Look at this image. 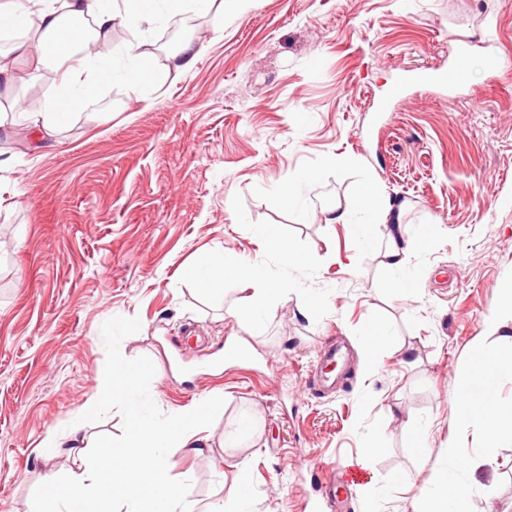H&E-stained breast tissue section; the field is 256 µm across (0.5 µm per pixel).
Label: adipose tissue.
Instances as JSON below:
<instances>
[{
  "label": "adipose tissue",
  "instance_id": "adipose-tissue-1",
  "mask_svg": "<svg viewBox=\"0 0 512 512\" xmlns=\"http://www.w3.org/2000/svg\"><path fill=\"white\" fill-rule=\"evenodd\" d=\"M215 0H0V28L33 29L31 40L16 45L18 54L34 61L35 71L56 75V95L47 111L27 113L32 128L51 138L67 123L74 109L87 105L101 82H121L137 88L154 79L151 58L140 55L118 65L110 42L112 28L122 24L143 32L152 22L171 18L186 6L207 13ZM358 209L389 234L384 264L402 272L408 249L393 234L400 221L390 202L363 193ZM234 274L261 299L275 293L274 284L257 268L223 256L202 257L190 276L211 287L224 275ZM499 315L485 324L488 333L499 335L502 344L492 350L475 349L468 364L467 381L457 401L459 417L478 425L486 440L512 434V410L503 411L498 398L502 377L512 374V282L501 291ZM145 368L124 361L114 362L99 392L100 400L124 409L129 433L124 444L96 447L81 424L69 426L63 436L48 439L49 448L67 447L80 461L79 473L67 479L48 475L43 497L48 512H113L114 496H122L125 512H195L190 486L174 481L169 473V448L194 452L205 448V415L193 408L168 419H159L144 394ZM467 462L449 452L446 465L427 493L416 498L417 512H473L472 490L460 479Z\"/></svg>",
  "mask_w": 512,
  "mask_h": 512
}]
</instances>
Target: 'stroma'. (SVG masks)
Instances as JSON below:
<instances>
[{"instance_id": "35a3bbf8", "label": "stroma", "mask_w": 512, "mask_h": 512, "mask_svg": "<svg viewBox=\"0 0 512 512\" xmlns=\"http://www.w3.org/2000/svg\"><path fill=\"white\" fill-rule=\"evenodd\" d=\"M112 29L114 50L150 48L158 77L143 88L104 83L55 137L21 114L51 100V80L0 83L21 112L0 128V512H38L46 474H67V449L45 438L82 420L88 435L122 444L116 408L84 414L114 361L151 369L145 390L165 419L213 392L224 402L199 453L168 449L197 512L224 500L237 474L250 512H312L314 479L359 467L350 512H413L450 445L485 452L464 473L475 512L512 506V438L480 449L458 418L474 347L494 348L483 323L512 278V0H253L225 8L223 26ZM195 65L167 73L184 42ZM454 90L423 84L458 54ZM406 79L404 97L388 87ZM306 170L316 183L297 205L276 188ZM404 205L415 239L399 291L383 264L387 241L364 246L326 210L354 208L362 187ZM275 227L312 261L286 266L259 228ZM230 254L280 292L257 327L241 280L200 292L187 272ZM373 322L391 344L374 369L357 342ZM345 346L336 387L320 390L319 354ZM241 349L229 358L227 347ZM248 432L225 444L240 420ZM426 421L425 454L410 422ZM385 451L364 458L375 425ZM405 484L380 494L386 475Z\"/></svg>"}]
</instances>
